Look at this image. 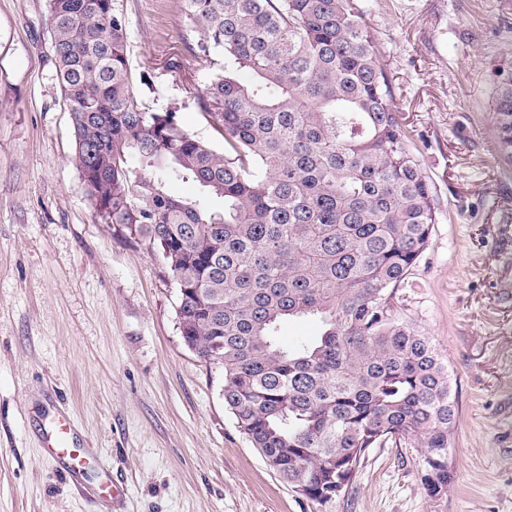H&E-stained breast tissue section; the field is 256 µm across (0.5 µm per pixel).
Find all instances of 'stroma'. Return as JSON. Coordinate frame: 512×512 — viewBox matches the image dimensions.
<instances>
[{
    "label": "stroma",
    "mask_w": 512,
    "mask_h": 512,
    "mask_svg": "<svg viewBox=\"0 0 512 512\" xmlns=\"http://www.w3.org/2000/svg\"><path fill=\"white\" fill-rule=\"evenodd\" d=\"M430 178L429 245L397 293L459 401L447 494L420 449L369 451L352 489L316 506L263 462L224 406L223 372L183 343L159 251L105 224L73 163L49 0H0V512H100L45 453L66 405L111 470L123 512H512V161L496 154V86L512 76V0H355ZM133 87L215 149L192 94L224 66L182 0H116Z\"/></svg>",
    "instance_id": "obj_1"
}]
</instances>
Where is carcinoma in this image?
<instances>
[{"label": "carcinoma", "mask_w": 512, "mask_h": 512, "mask_svg": "<svg viewBox=\"0 0 512 512\" xmlns=\"http://www.w3.org/2000/svg\"><path fill=\"white\" fill-rule=\"evenodd\" d=\"M74 163L97 215L156 246L184 344L223 369L224 405L266 466L322 503L372 448L406 443L448 490L459 405L398 288L437 223L434 195L354 0H184L217 151L132 89L115 0H49ZM512 158V76L495 90ZM191 180L195 200L168 186ZM224 201L222 209L209 200ZM316 316L285 344L278 325Z\"/></svg>", "instance_id": "1"}]
</instances>
